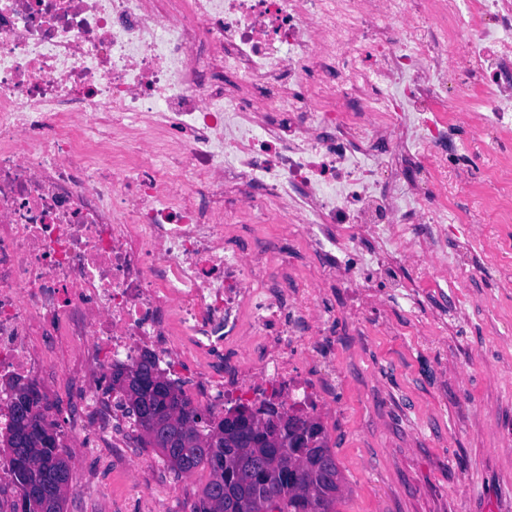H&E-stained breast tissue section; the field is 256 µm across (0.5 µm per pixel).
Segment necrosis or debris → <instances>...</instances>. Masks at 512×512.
<instances>
[{"instance_id":"necrosis-or-debris-1","label":"necrosis or debris","mask_w":512,"mask_h":512,"mask_svg":"<svg viewBox=\"0 0 512 512\" xmlns=\"http://www.w3.org/2000/svg\"><path fill=\"white\" fill-rule=\"evenodd\" d=\"M511 222L512 0H0V378L84 389L152 344L193 408L315 415L326 287L466 293Z\"/></svg>"}]
</instances>
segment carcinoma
Listing matches in <instances>:
<instances>
[{
  "label": "carcinoma",
  "mask_w": 512,
  "mask_h": 512,
  "mask_svg": "<svg viewBox=\"0 0 512 512\" xmlns=\"http://www.w3.org/2000/svg\"><path fill=\"white\" fill-rule=\"evenodd\" d=\"M134 370L146 375L159 372L146 350L138 362L113 368L107 389L140 431L141 443L154 448L171 471L177 475L209 471L191 512H336L343 476L320 422L302 412L288 415L289 424L276 437L260 434L261 447L271 449L260 455L224 434V417L189 407L169 378L170 393L151 401L150 415L143 414L144 395L126 385L125 373ZM9 406L0 450L18 488L12 512H64L69 455L58 423L50 419L49 405L42 398L24 402L13 392ZM257 414L263 426L285 416L266 401ZM175 415L185 424L177 438L171 426Z\"/></svg>",
  "instance_id": "1"
}]
</instances>
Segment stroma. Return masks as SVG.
Masks as SVG:
<instances>
[{"instance_id": "obj_1", "label": "stroma", "mask_w": 512, "mask_h": 512, "mask_svg": "<svg viewBox=\"0 0 512 512\" xmlns=\"http://www.w3.org/2000/svg\"><path fill=\"white\" fill-rule=\"evenodd\" d=\"M472 259L481 274L468 294L439 288L412 308L385 300L353 319L341 289L325 293L336 357L326 428L346 485L336 512H512V261H486L479 247ZM453 300L468 320L449 313L418 335L416 322ZM107 386L93 384L122 428L86 450L69 430L62 383L40 386L71 453L65 512H190L208 472L167 470Z\"/></svg>"}]
</instances>
